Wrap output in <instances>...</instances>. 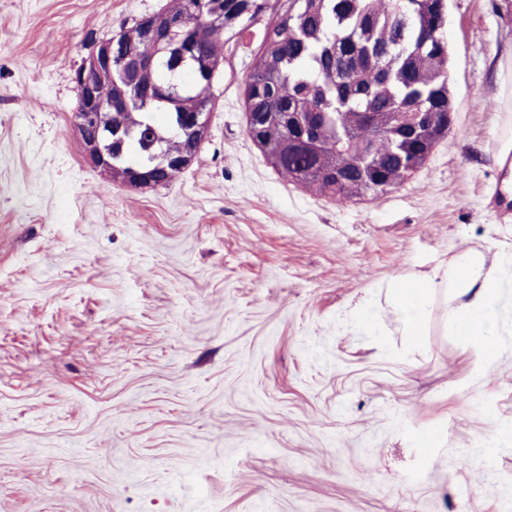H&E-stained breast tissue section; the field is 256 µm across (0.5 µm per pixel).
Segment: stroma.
Wrapping results in <instances>:
<instances>
[{
	"instance_id": "1",
	"label": "stroma",
	"mask_w": 512,
	"mask_h": 512,
	"mask_svg": "<svg viewBox=\"0 0 512 512\" xmlns=\"http://www.w3.org/2000/svg\"><path fill=\"white\" fill-rule=\"evenodd\" d=\"M169 2L0 0V512H512V263L480 374L445 294L416 346L385 303L393 277L512 239V0H448L451 132L342 205L246 133L270 12L225 44L173 181L84 159L75 71Z\"/></svg>"
}]
</instances>
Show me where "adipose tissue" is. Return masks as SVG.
<instances>
[{
    "instance_id": "1",
    "label": "adipose tissue",
    "mask_w": 512,
    "mask_h": 512,
    "mask_svg": "<svg viewBox=\"0 0 512 512\" xmlns=\"http://www.w3.org/2000/svg\"><path fill=\"white\" fill-rule=\"evenodd\" d=\"M488 247L471 248L436 265L429 272L398 276L388 284L385 302L403 336L418 342L439 290H446L459 312L450 320L455 336L471 350L475 373H482L503 351L497 327L500 291L497 266L488 262Z\"/></svg>"
}]
</instances>
